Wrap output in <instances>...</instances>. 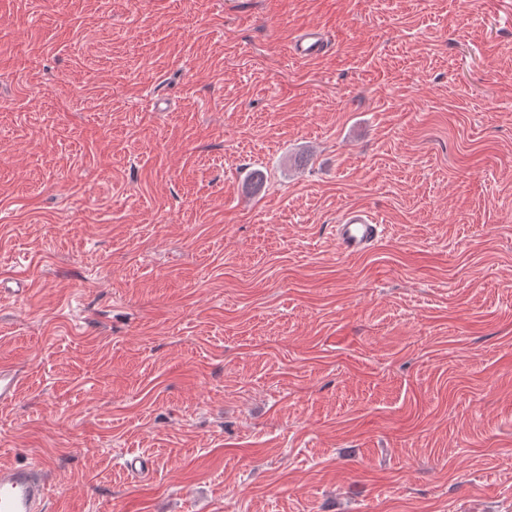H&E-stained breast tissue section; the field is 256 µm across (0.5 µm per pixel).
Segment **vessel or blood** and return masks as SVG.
<instances>
[{
  "mask_svg": "<svg viewBox=\"0 0 512 512\" xmlns=\"http://www.w3.org/2000/svg\"><path fill=\"white\" fill-rule=\"evenodd\" d=\"M328 41L320 30L310 28L295 37L291 51L295 58L313 60L324 55ZM383 227L368 211L349 209L335 226L337 250L344 255H360L371 249ZM24 378L23 370L0 364V403L12 401ZM50 469L39 462L0 469V512H46Z\"/></svg>",
  "mask_w": 512,
  "mask_h": 512,
  "instance_id": "1",
  "label": "vessel or blood"
}]
</instances>
